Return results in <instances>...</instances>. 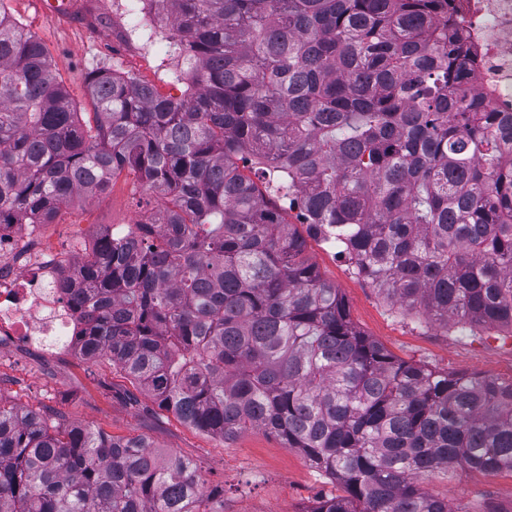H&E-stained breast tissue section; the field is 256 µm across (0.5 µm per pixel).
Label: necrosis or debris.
Wrapping results in <instances>:
<instances>
[{"mask_svg":"<svg viewBox=\"0 0 512 512\" xmlns=\"http://www.w3.org/2000/svg\"><path fill=\"white\" fill-rule=\"evenodd\" d=\"M452 23L477 60L465 93L512 120V0H453ZM73 262L49 249L38 224H0V346L47 355L80 352L82 323L71 297Z\"/></svg>","mask_w":512,"mask_h":512,"instance_id":"1","label":"necrosis or debris"}]
</instances>
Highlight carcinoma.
<instances>
[{"label":"carcinoma","instance_id":"cac0c4a2","mask_svg":"<svg viewBox=\"0 0 512 512\" xmlns=\"http://www.w3.org/2000/svg\"><path fill=\"white\" fill-rule=\"evenodd\" d=\"M189 92L90 76L95 123L0 10V224H51L135 174L158 222L77 260L82 356L231 440L262 429L339 494L311 512H451L421 474L512 472V381L358 331L305 235L393 305L512 331V124L461 91L437 0H155ZM448 45L442 52L440 47ZM298 207L307 234L280 200ZM195 464L0 401V512H211Z\"/></svg>","mask_w":512,"mask_h":512}]
</instances>
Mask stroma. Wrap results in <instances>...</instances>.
<instances>
[{
	"label": "stroma",
	"instance_id": "35a3bbf8",
	"mask_svg": "<svg viewBox=\"0 0 512 512\" xmlns=\"http://www.w3.org/2000/svg\"><path fill=\"white\" fill-rule=\"evenodd\" d=\"M69 16L40 11L36 0H0V9L37 38L53 72L84 120L94 106L88 90L93 72L108 70L153 85L163 96L184 95L187 84L160 72L166 43L144 51L143 34L127 35L119 0H76ZM134 176L123 173L103 196L78 197L45 227V243L70 259L82 242L118 224H133L156 203L136 204ZM306 254L323 279L336 285L349 318L394 357L451 374L512 380V334L460 324L442 329L424 316L392 306L335 249L308 238ZM0 365V400L28 410L60 412L114 437L143 436L158 453L191 460L206 487L217 490L214 512H310L316 501L336 494V484L314 469L299 450L261 430L225 441L185 424L160 409L111 362L83 356L45 357L16 345ZM422 489L447 497L454 512H512V473L482 474L464 469L420 476Z\"/></svg>",
	"mask_w": 512,
	"mask_h": 512
}]
</instances>
